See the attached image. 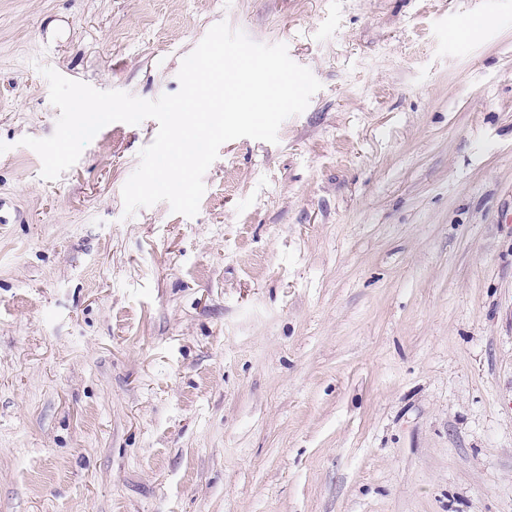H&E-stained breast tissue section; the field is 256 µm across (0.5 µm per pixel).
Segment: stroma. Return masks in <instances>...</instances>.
<instances>
[{
  "label": "stroma",
  "mask_w": 512,
  "mask_h": 512,
  "mask_svg": "<svg viewBox=\"0 0 512 512\" xmlns=\"http://www.w3.org/2000/svg\"><path fill=\"white\" fill-rule=\"evenodd\" d=\"M320 81L125 216L39 66L154 100L219 22ZM0 512H512V0H0Z\"/></svg>",
  "instance_id": "1"
}]
</instances>
